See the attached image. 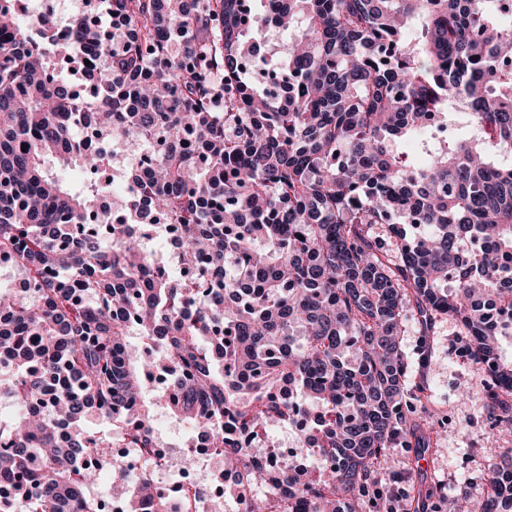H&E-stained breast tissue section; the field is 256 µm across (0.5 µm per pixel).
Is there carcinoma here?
<instances>
[{
	"label": "carcinoma",
	"mask_w": 512,
	"mask_h": 512,
	"mask_svg": "<svg viewBox=\"0 0 512 512\" xmlns=\"http://www.w3.org/2000/svg\"><path fill=\"white\" fill-rule=\"evenodd\" d=\"M1 2L0 257L37 288L0 291V392L19 407L0 443V512H17V495L22 512H94L82 498L94 469L75 465L112 439L93 424L134 420L132 442L148 447L150 406L118 409L166 364L193 372L173 380V414L216 434L288 419L283 379L321 410L301 440L324 458L315 473L224 446L244 512H270L258 484L282 489L286 512H385L419 458L399 449L429 447L407 414L412 399L432 408L408 388L412 366H430L427 349L413 361L401 348L410 318L423 336L443 315L461 325L491 367V420L512 430V0H267L291 43L264 54L249 0H107V26L76 17L71 41ZM70 56L93 61L94 98L62 78ZM249 66L287 80L288 103ZM77 126L153 153L125 171L137 189L123 212L179 227L194 287L157 276L130 225L91 220L112 154ZM51 162L91 176L76 192ZM134 330L156 351L148 365ZM117 493L167 512L145 481ZM471 512H512L511 468Z\"/></svg>",
	"instance_id": "obj_1"
}]
</instances>
